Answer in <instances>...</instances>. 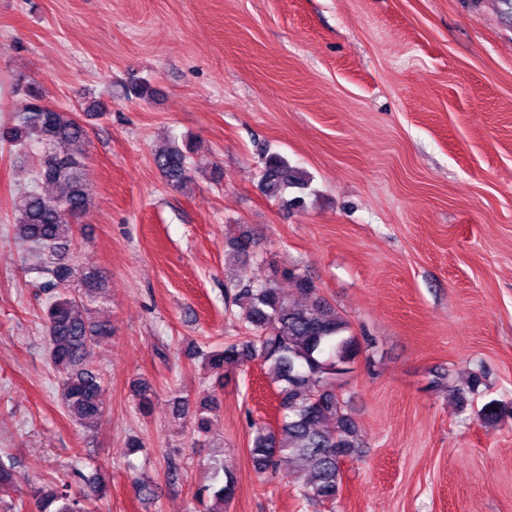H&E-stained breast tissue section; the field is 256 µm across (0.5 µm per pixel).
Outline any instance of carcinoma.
I'll list each match as a JSON object with an SVG mask.
<instances>
[{
  "instance_id": "1",
  "label": "carcinoma",
  "mask_w": 512,
  "mask_h": 512,
  "mask_svg": "<svg viewBox=\"0 0 512 512\" xmlns=\"http://www.w3.org/2000/svg\"><path fill=\"white\" fill-rule=\"evenodd\" d=\"M126 95L151 99L155 89L147 81L131 82ZM24 92L30 98L26 111L10 124L0 126V142L22 147L32 142L43 146L36 181L55 186L57 193L42 194L37 187L23 192L14 202L18 239L44 255L41 272L47 277L51 297L44 310L43 326L48 338L52 363L60 376V403L75 423L90 426L105 412L103 378L86 364L92 348L111 334L108 323L91 318L88 303L95 301L100 282L95 270L74 254L76 224L92 205V192L86 183V155L83 145L87 130L72 112L46 106L40 88L28 83ZM192 143L172 144L154 157L156 166L171 183L180 186L190 178ZM309 178L277 152L261 159L259 186L269 196L289 206L304 202L302 193ZM295 196L288 197L289 193ZM256 241L246 231L225 245V252L239 260L254 253ZM280 277L294 283L307 302L296 303L282 296L276 286ZM224 300L242 310V322L250 332L244 341L224 344L209 352L193 345L186 354L202 358V364L221 369L226 364L261 360L270 364L276 384L277 429L259 426L249 448L254 470L260 474L272 468L292 473L304 465L302 496L318 504L334 503L342 491L341 461L353 457L360 448L358 426L345 402L336 393L338 378L350 370L360 351L359 338L350 334L348 321L318 297L315 285L295 268L274 267L264 280H239L226 284ZM140 409L154 397L146 381L135 385ZM220 409L212 398L190 411L181 397L174 398V411L181 419L192 415L194 430L206 434L211 415ZM236 477L226 471L215 474L214 484L205 489L218 508L231 500ZM95 485L73 489V485L47 490L30 489L31 512H90L89 492Z\"/></svg>"
}]
</instances>
